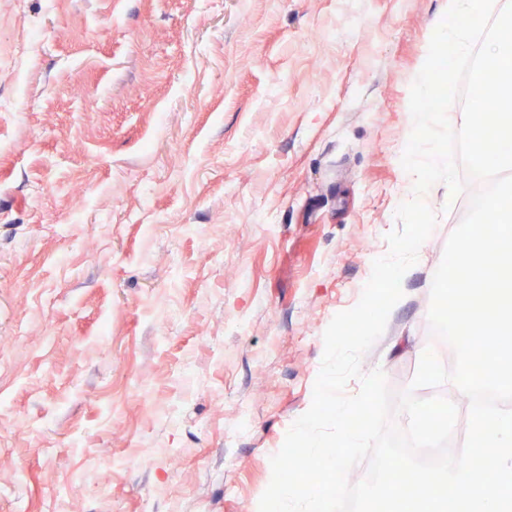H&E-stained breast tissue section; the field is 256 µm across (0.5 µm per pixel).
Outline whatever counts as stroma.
Segmentation results:
<instances>
[{
	"instance_id": "35a3bbf8",
	"label": "stroma",
	"mask_w": 512,
	"mask_h": 512,
	"mask_svg": "<svg viewBox=\"0 0 512 512\" xmlns=\"http://www.w3.org/2000/svg\"><path fill=\"white\" fill-rule=\"evenodd\" d=\"M442 6L0 0V512H254L413 196ZM470 196H423L437 224L361 361L393 393Z\"/></svg>"
}]
</instances>
